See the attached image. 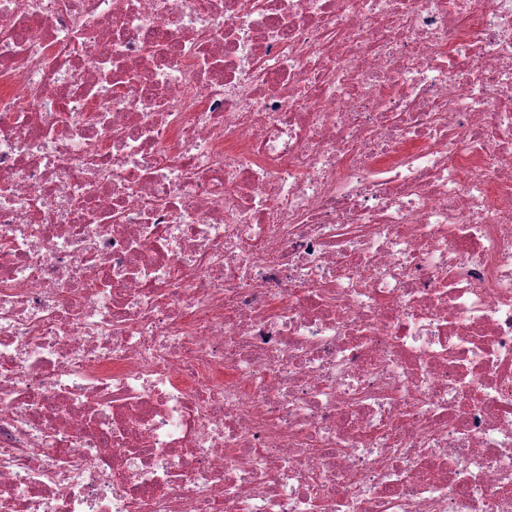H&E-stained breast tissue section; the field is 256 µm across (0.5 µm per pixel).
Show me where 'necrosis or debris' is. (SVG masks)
<instances>
[{
	"mask_svg": "<svg viewBox=\"0 0 512 512\" xmlns=\"http://www.w3.org/2000/svg\"><path fill=\"white\" fill-rule=\"evenodd\" d=\"M0 512H512V0H0Z\"/></svg>",
	"mask_w": 512,
	"mask_h": 512,
	"instance_id": "1",
	"label": "necrosis or debris"
}]
</instances>
